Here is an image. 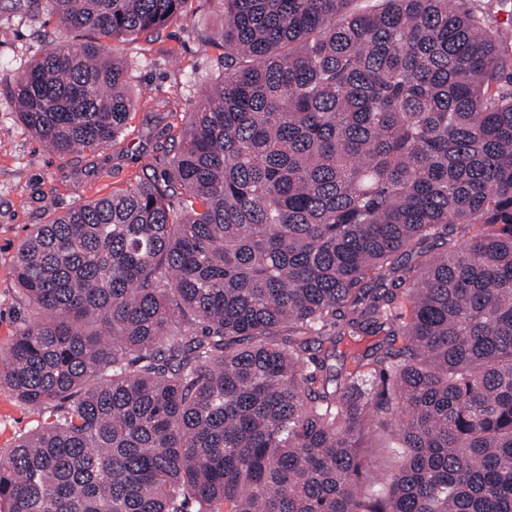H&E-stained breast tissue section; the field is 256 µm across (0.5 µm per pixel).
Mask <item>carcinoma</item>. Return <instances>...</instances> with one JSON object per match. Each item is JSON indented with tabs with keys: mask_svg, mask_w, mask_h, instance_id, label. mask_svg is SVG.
I'll return each instance as SVG.
<instances>
[{
	"mask_svg": "<svg viewBox=\"0 0 512 512\" xmlns=\"http://www.w3.org/2000/svg\"><path fill=\"white\" fill-rule=\"evenodd\" d=\"M5 2L71 34L8 89L68 153L135 108L107 42L189 0ZM216 2L224 74L163 175L17 251L0 383L53 414L0 457V501L512 512V29L476 0ZM340 319L390 336L353 372L310 354Z\"/></svg>",
	"mask_w": 512,
	"mask_h": 512,
	"instance_id": "cac0c4a2",
	"label": "carcinoma"
}]
</instances>
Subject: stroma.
Returning a JSON list of instances; mask_svg holds the SVG:
<instances>
[{
  "label": "stroma",
  "mask_w": 512,
  "mask_h": 512,
  "mask_svg": "<svg viewBox=\"0 0 512 512\" xmlns=\"http://www.w3.org/2000/svg\"><path fill=\"white\" fill-rule=\"evenodd\" d=\"M187 14L159 33L110 41V52L128 68L136 108L111 147L62 156L21 125L6 89L67 33L47 11L21 15L0 10V365L22 315L14 256L33 225L160 176L206 85L221 77L224 49L216 36L221 19L216 0H189ZM381 340V335H355L337 325L336 366L354 370L358 357ZM49 414V407L22 402L1 384L0 457Z\"/></svg>",
  "instance_id": "35a3bbf8"
}]
</instances>
